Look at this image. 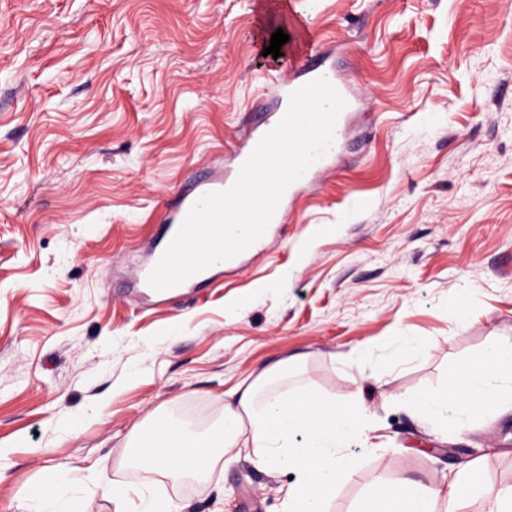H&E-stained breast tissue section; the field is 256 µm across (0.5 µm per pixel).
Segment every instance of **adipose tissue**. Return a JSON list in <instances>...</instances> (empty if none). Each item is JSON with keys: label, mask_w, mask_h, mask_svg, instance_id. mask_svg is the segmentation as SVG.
I'll return each mask as SVG.
<instances>
[{"label": "adipose tissue", "mask_w": 512, "mask_h": 512, "mask_svg": "<svg viewBox=\"0 0 512 512\" xmlns=\"http://www.w3.org/2000/svg\"><path fill=\"white\" fill-rule=\"evenodd\" d=\"M268 379L260 374L225 394L223 421L207 436L190 433L169 416L157 417L163 443L147 449L144 433H137L127 464L142 465L174 483L189 476L202 482L218 462L219 450L239 447L247 438L259 448L264 465L295 473L285 494V512H322L324 499L349 465L336 447L359 436L360 420L351 409H336L304 392H263ZM410 400L443 423L452 412L479 416L512 403V351L497 353L485 368L468 369L462 390L417 393ZM25 497L39 505V512H84L81 497L60 481L34 486ZM369 503L367 512H435L429 495L401 481L379 484Z\"/></svg>", "instance_id": "ef3b65f1"}]
</instances>
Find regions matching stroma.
I'll return each mask as SVG.
<instances>
[{"instance_id": "stroma-1", "label": "stroma", "mask_w": 512, "mask_h": 512, "mask_svg": "<svg viewBox=\"0 0 512 512\" xmlns=\"http://www.w3.org/2000/svg\"><path fill=\"white\" fill-rule=\"evenodd\" d=\"M261 1L0 0V512L62 475L85 512H138L141 491L283 512L289 471L250 447L185 489L122 460L157 411L213 427L226 391L291 356L272 389L364 429L323 512H360L394 477L447 490L468 461L456 512L512 489L511 407L457 431L406 402L512 350V0H293L305 46L277 58ZM312 59L359 98L337 158L256 251L146 294L170 203L273 111L271 76ZM478 469L472 462L463 465L454 475L448 485V512H454L450 507L458 499L467 494L477 480Z\"/></svg>"}]
</instances>
